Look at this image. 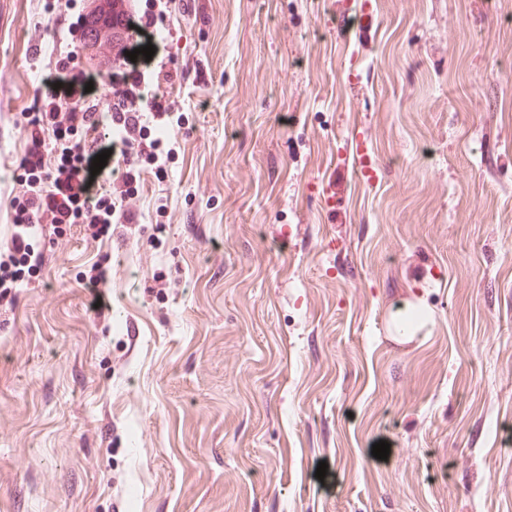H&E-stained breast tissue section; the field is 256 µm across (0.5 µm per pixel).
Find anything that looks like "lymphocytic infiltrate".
I'll return each instance as SVG.
<instances>
[{
	"mask_svg": "<svg viewBox=\"0 0 512 512\" xmlns=\"http://www.w3.org/2000/svg\"><path fill=\"white\" fill-rule=\"evenodd\" d=\"M107 76L115 100L106 114L82 102L63 104L62 92L48 81L34 102V112L27 115V135L19 162L25 190L11 200L15 231L0 246V302H12L13 290L22 281L24 271L39 269L45 263L44 251L36 248L30 234L32 227L60 234L79 224L96 239L107 236L112 224L131 220L124 203L137 182L138 165H127L121 185L99 190L98 178L91 175L94 155L85 146L84 134L107 124L121 144L136 147L138 156L153 163L165 149L161 139L138 142L134 136L143 129L144 112H152L157 118L169 115L170 102L161 95L149 108H142L139 74L111 64Z\"/></svg>",
	"mask_w": 512,
	"mask_h": 512,
	"instance_id": "1",
	"label": "lymphocytic infiltrate"
}]
</instances>
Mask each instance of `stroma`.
Masks as SVG:
<instances>
[{"mask_svg": "<svg viewBox=\"0 0 512 512\" xmlns=\"http://www.w3.org/2000/svg\"><path fill=\"white\" fill-rule=\"evenodd\" d=\"M48 2L0 0V243ZM125 9L178 147L0 306V512H512V0Z\"/></svg>", "mask_w": 512, "mask_h": 512, "instance_id": "35a3bbf8", "label": "stroma"}]
</instances>
